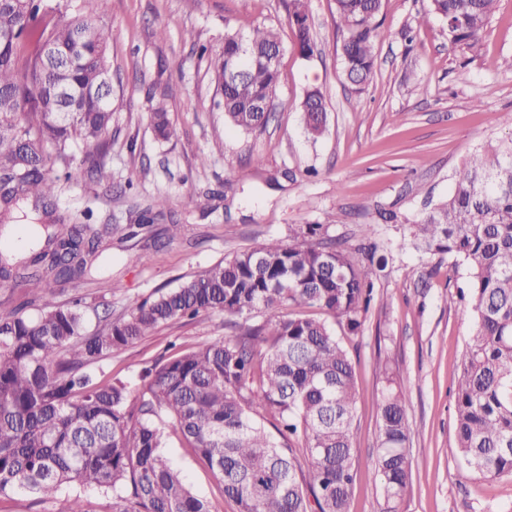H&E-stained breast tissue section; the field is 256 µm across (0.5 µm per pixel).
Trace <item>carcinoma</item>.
Returning a JSON list of instances; mask_svg holds the SVG:
<instances>
[{"label":"carcinoma","instance_id":"cac0c4a2","mask_svg":"<svg viewBox=\"0 0 512 512\" xmlns=\"http://www.w3.org/2000/svg\"><path fill=\"white\" fill-rule=\"evenodd\" d=\"M108 0L85 16L46 17L54 0H0V233L25 203L50 219L39 249L27 256L0 250V283L41 290L36 313L28 303L0 306V498L24 492L38 501L65 489L112 496V512H216L194 494L163 452L170 434L208 466L238 512H349L355 478L352 433L357 403L352 358L333 326L360 333L374 280L387 265L376 248L356 258L342 243L317 238L320 225L294 230L292 242L271 239L249 247L160 290L88 331L80 298L57 299L55 288L86 276L103 251L109 224L92 212L69 224L56 215L51 165L71 147L99 141L112 125L108 47L100 23ZM499 0H430L454 44H474ZM345 31L341 57L356 89L370 78L383 0H335ZM305 0H291L290 23L300 55L317 50ZM252 55L232 81L238 39ZM281 46L257 26L229 31L208 69L224 119L252 132L274 104L278 67L264 55ZM300 112L309 135L326 130L327 101L310 89ZM155 135L167 139L164 106L152 115ZM164 202L144 209L135 229L147 231ZM446 254L465 266L471 288L472 331L455 389V447L466 470L494 480L512 474V137L474 152L456 172L455 187L396 242ZM244 318L231 336L171 343L174 353L141 371L137 397L119 380L102 381L88 368L174 322L201 314ZM260 316L255 323L248 319ZM386 376L380 405L375 478L397 512L411 479L410 428L402 385ZM275 422L279 437L264 421ZM309 478L299 480L300 458Z\"/></svg>","mask_w":512,"mask_h":512}]
</instances>
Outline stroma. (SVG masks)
Listing matches in <instances>:
<instances>
[{"instance_id":"obj_1","label":"stroma","mask_w":512,"mask_h":512,"mask_svg":"<svg viewBox=\"0 0 512 512\" xmlns=\"http://www.w3.org/2000/svg\"><path fill=\"white\" fill-rule=\"evenodd\" d=\"M289 0H110L102 21L112 29V128L101 146L79 145L69 164L55 165L57 213L92 210L93 223L114 231L84 280L65 298L104 303L117 316L172 288L236 251L270 239L290 242L293 228L318 224L324 236L357 245L365 226L389 252L374 301L358 335L346 339L357 376L353 434L356 477L350 512H384L375 482L378 407L385 368L403 371L412 429V476L399 512H512V475L486 480L464 469L455 445L457 365L472 318L459 293L464 266L445 255L391 243L405 221L446 196L470 152L512 136V0H500L478 42L454 44L429 0H385L375 19L377 61L363 91L343 75L334 0H307L313 56L302 57L288 20ZM263 25L282 42L275 110L267 127L244 133L224 121L197 46L222 52L227 30ZM321 88L327 127L306 131L300 103ZM165 100L169 139L155 137L151 112ZM100 163L111 187L88 176ZM166 199L181 225L147 265L130 263L143 237L127 238L128 224L154 198ZM456 303H449V296ZM213 313L175 323L95 366L102 380L120 378L139 394L145 363L170 342L196 344L230 334ZM166 452L194 491L218 512H236L209 468L177 438Z\"/></svg>"}]
</instances>
